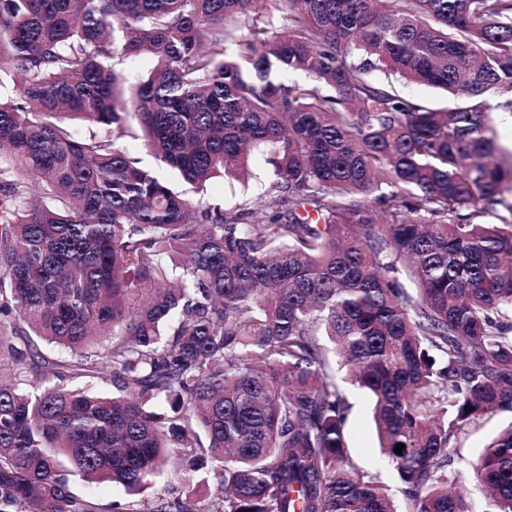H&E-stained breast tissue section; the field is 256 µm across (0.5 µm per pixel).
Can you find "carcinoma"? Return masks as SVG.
<instances>
[{"instance_id":"cac0c4a2","label":"carcinoma","mask_w":512,"mask_h":512,"mask_svg":"<svg viewBox=\"0 0 512 512\" xmlns=\"http://www.w3.org/2000/svg\"><path fill=\"white\" fill-rule=\"evenodd\" d=\"M3 61L0 512H397L352 463L345 379L407 512H474L453 451L512 412V222L485 223L512 213V0H0ZM131 138L199 188L256 154L270 179L199 211ZM473 468L512 512V426ZM112 68L118 72H122L129 83L139 82L150 70L152 64L148 57H142L136 61H132L120 56L112 59ZM402 93L424 102L433 108L452 107L456 100L445 92L416 84H404L400 86Z\"/></svg>"}]
</instances>
